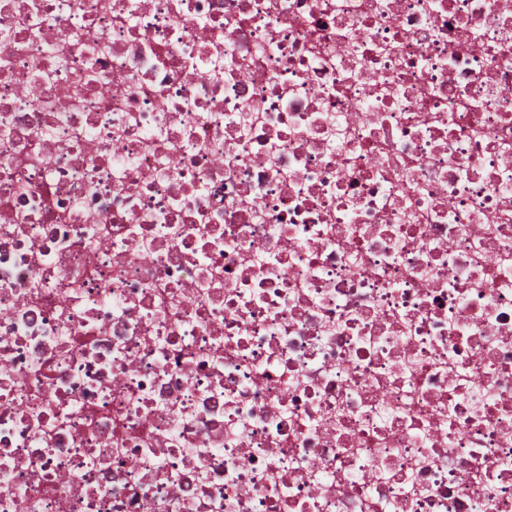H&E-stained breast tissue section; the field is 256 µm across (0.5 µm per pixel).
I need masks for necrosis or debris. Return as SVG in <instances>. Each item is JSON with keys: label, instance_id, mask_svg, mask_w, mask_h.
I'll list each match as a JSON object with an SVG mask.
<instances>
[{"label": "necrosis or debris", "instance_id": "necrosis-or-debris-1", "mask_svg": "<svg viewBox=\"0 0 512 512\" xmlns=\"http://www.w3.org/2000/svg\"><path fill=\"white\" fill-rule=\"evenodd\" d=\"M0 512H512V0H0Z\"/></svg>", "mask_w": 512, "mask_h": 512}]
</instances>
